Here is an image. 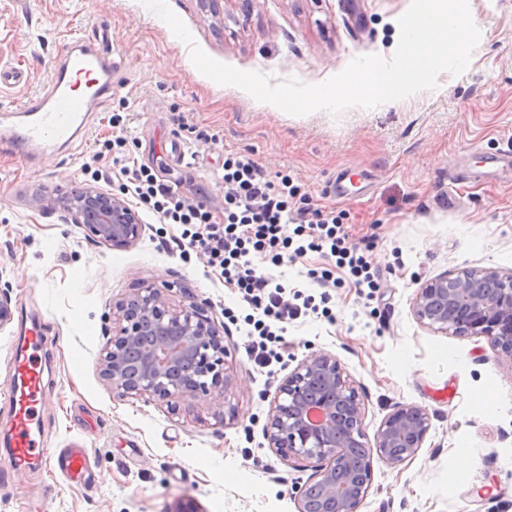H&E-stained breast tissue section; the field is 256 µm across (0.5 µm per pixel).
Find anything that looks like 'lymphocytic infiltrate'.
Masks as SVG:
<instances>
[{
    "instance_id": "1",
    "label": "lymphocytic infiltrate",
    "mask_w": 512,
    "mask_h": 512,
    "mask_svg": "<svg viewBox=\"0 0 512 512\" xmlns=\"http://www.w3.org/2000/svg\"><path fill=\"white\" fill-rule=\"evenodd\" d=\"M119 175L128 195L162 222L178 224V246L200 254L214 277L234 286L255 314L247 355L256 367L270 368L288 343V323L316 311L314 296L257 272L252 259L273 264L296 260L310 251L348 268L357 288L376 289L379 273L353 243L339 215L306 206L294 177L269 178L248 155L224 156V218L187 199L178 186L159 179L145 166H122Z\"/></svg>"
}]
</instances>
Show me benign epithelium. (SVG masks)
Wrapping results in <instances>:
<instances>
[{
  "label": "benign epithelium",
  "mask_w": 512,
  "mask_h": 512,
  "mask_svg": "<svg viewBox=\"0 0 512 512\" xmlns=\"http://www.w3.org/2000/svg\"><path fill=\"white\" fill-rule=\"evenodd\" d=\"M72 223L115 249L133 245L144 224L118 194L87 186L65 203ZM412 312L424 328L444 335L484 337L512 361V271L462 268L427 281ZM112 339L101 374L118 398L159 401L174 409L186 398L223 394L224 327L195 301L173 305L165 291L137 288L112 302ZM431 428L423 408L396 405L365 443L361 394L335 356H307L279 384L264 439L286 461L313 469L296 487V512H359L373 461L400 465L417 455Z\"/></svg>",
  "instance_id": "7a95c632"
}]
</instances>
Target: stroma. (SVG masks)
<instances>
[{
	"label": "stroma",
	"instance_id": "35a3bbf8",
	"mask_svg": "<svg viewBox=\"0 0 512 512\" xmlns=\"http://www.w3.org/2000/svg\"><path fill=\"white\" fill-rule=\"evenodd\" d=\"M481 40L461 75L441 73L435 89L340 115H291L189 68V45L143 0H0V69L19 81L0 107L43 95L64 45L107 31L124 68L86 134L23 155L0 144V292L11 319L0 328V473L12 471L11 417L3 396L21 332L42 339L44 394L33 425L52 448H87L84 478L33 463L0 490V512H296L295 483L308 479L263 437L279 383L307 355L333 354L365 404L367 437L394 405L426 409L431 428L418 455L398 466L374 462L360 512H512V360L482 337L444 336L421 327L412 301L426 281L464 268L512 270V0H468ZM213 59L273 79L318 84L356 56L391 57L410 0H256L243 15L199 0H168ZM127 128L124 152L178 184L189 200L224 217V155L251 153L268 175L298 177L313 207L345 215L353 241L368 246L382 283L373 297L348 271L317 252L259 271L304 294L312 276L332 270L333 316L289 324L288 349L273 375L248 361L245 329L230 317L248 306L206 274L202 257L170 241L177 224L140 210V239L115 249L87 238L63 200L91 185L92 170L113 168L110 120ZM175 285L173 303L205 304L224 325L226 396L170 408L119 399L104 382L100 356L112 336L113 301L132 289ZM495 402L486 415L477 400ZM472 452L467 470L459 449Z\"/></svg>",
	"mask_w": 512,
	"mask_h": 512
}]
</instances>
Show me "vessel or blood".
Returning <instances> with one entry per match:
<instances>
[{
    "label": "vessel or blood",
    "instance_id": "vessel-or-blood-1",
    "mask_svg": "<svg viewBox=\"0 0 512 512\" xmlns=\"http://www.w3.org/2000/svg\"><path fill=\"white\" fill-rule=\"evenodd\" d=\"M120 68L111 49L102 45L67 52L63 65L53 72L47 95L20 107L21 121L5 133V141L28 153L49 141L70 142L84 129L93 109L111 93L112 78ZM39 344V339H31L28 353L16 356L10 367L13 472L25 470L35 459L49 463L58 458L56 449L47 447L31 432L43 392ZM13 472L1 474L0 483L10 484Z\"/></svg>",
    "mask_w": 512,
    "mask_h": 512
}]
</instances>
